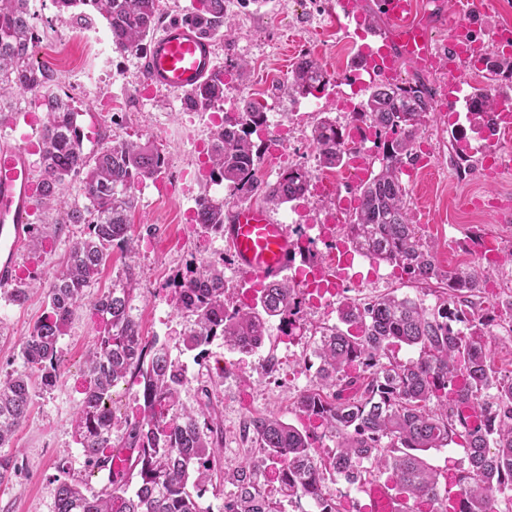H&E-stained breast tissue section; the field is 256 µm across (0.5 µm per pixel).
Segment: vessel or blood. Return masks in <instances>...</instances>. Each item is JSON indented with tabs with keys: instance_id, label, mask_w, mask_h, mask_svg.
I'll use <instances>...</instances> for the list:
<instances>
[{
	"instance_id": "vessel-or-blood-1",
	"label": "vessel or blood",
	"mask_w": 512,
	"mask_h": 512,
	"mask_svg": "<svg viewBox=\"0 0 512 512\" xmlns=\"http://www.w3.org/2000/svg\"><path fill=\"white\" fill-rule=\"evenodd\" d=\"M390 21L387 29L367 30L361 47L364 59L376 60L380 71H368L358 79L365 88L376 74L396 76L402 61L427 70H444V111L454 114L471 110L472 96L459 75L481 54L467 19L475 0H455L454 15L448 24V39L437 46L430 22L418 13V0H382ZM364 18L354 0H336V30L350 34L362 27ZM144 69L149 88L175 93H192L219 73L211 41L202 39L193 27L178 20L168 22L149 44ZM32 149L26 145L0 142V288H8L18 278L16 246L32 222L34 165ZM350 183L361 185L368 179L370 163L361 153H353L345 169ZM238 270L258 282L284 279L296 265L295 239L288 225L278 222L269 211L241 205L231 212L224 227ZM367 512H406L402 498L387 484L374 483L366 489Z\"/></svg>"
}]
</instances>
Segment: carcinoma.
I'll list each match as a JSON object with an SVG mask.
<instances>
[{
	"mask_svg": "<svg viewBox=\"0 0 512 512\" xmlns=\"http://www.w3.org/2000/svg\"><path fill=\"white\" fill-rule=\"evenodd\" d=\"M29 0H0V112H19L26 105L46 112L38 153L41 178L34 206L55 208L53 224L62 231L82 224L64 267L45 285L48 312L19 344L23 370L0 378V447L27 420L33 397L53 390L60 375L62 339L74 313L86 306L100 330L88 354L86 387L74 420L77 443L91 470L112 467L116 448L129 451L119 478L101 491L57 480L56 512H202L199 499L221 478L236 488L224 512H280L265 488L273 472L278 493L311 502L314 512H340L327 495L325 481L339 476L363 482L365 474H388L396 492L427 512H512V375L490 363L483 327L493 318L476 316L471 297L484 288L480 265L462 272H443L411 218L402 169L418 159L416 144L433 95L415 82H381L371 88L362 107L373 128L380 156L378 171L359 191V206L344 225V239L358 253L388 262L409 278L446 281V298L436 309L408 297L376 296L347 302L339 309L343 330L320 331L313 355L319 360L316 384L293 400L295 411L311 427H297L276 414L251 417L245 435L255 443L253 457L234 468H218L224 428L211 412V393L203 388L197 405L180 401L189 379L179 360L159 339H146L133 316L135 258L140 238L132 232L130 214L136 184L161 174L164 155L150 142H115L89 154L75 124V107L49 94L54 74L33 64L36 44ZM59 11L87 20L103 16L112 47L123 55L145 49L159 19L158 0H54ZM227 0H192L182 20L213 40L226 35ZM333 76L306 56L288 72V98L296 100L325 90ZM224 98V79L217 76L186 99L205 110ZM509 101L480 93L473 99L479 123L489 121ZM267 112L252 100L224 119L209 147L210 178L231 195L250 199L257 192L273 206L305 197L312 172L290 168L274 183L262 184L260 156L252 135L266 124ZM346 133L324 117L313 132L321 165L342 167ZM80 180L81 200L54 206L68 179ZM196 216L199 233L220 232L227 220L224 202L206 195ZM124 259L119 283L86 300L112 252ZM176 311L188 323L181 352L204 360L207 347L220 340L229 350L249 356L260 349L268 322L279 320L292 340L300 328L301 301L288 278L265 284L256 303L233 305L225 299L224 263L202 259L187 268L175 284ZM416 346L407 362L389 359L395 345ZM130 380L141 387L142 404L133 415H114L112 388ZM356 386L351 398L344 387ZM496 393L489 399L485 391ZM471 407L479 422L470 427L462 408ZM122 428L119 440L112 427ZM327 436L334 446L319 451ZM462 440L467 466L444 476L424 452ZM20 451L0 455V485L18 475ZM505 504L500 510L499 503Z\"/></svg>",
	"mask_w": 512,
	"mask_h": 512,
	"instance_id": "carcinoma-1",
	"label": "carcinoma"
}]
</instances>
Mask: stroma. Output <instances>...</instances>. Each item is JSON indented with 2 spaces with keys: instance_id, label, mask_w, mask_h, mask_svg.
Wrapping results in <instances>:
<instances>
[{
  "instance_id": "35a3bbf8",
  "label": "stroma",
  "mask_w": 512,
  "mask_h": 512,
  "mask_svg": "<svg viewBox=\"0 0 512 512\" xmlns=\"http://www.w3.org/2000/svg\"><path fill=\"white\" fill-rule=\"evenodd\" d=\"M333 5V0H230L232 32L215 38L214 45L225 72H234L241 62L249 65L245 79L224 86L225 114L238 111L243 98L258 100L268 112V127L252 136L263 151V179L276 180L280 172L300 166L320 172L345 195L350 186L341 170L321 169L312 141V130L322 117L335 118L344 128L354 121L346 105L350 88L344 80L358 63L360 40L337 34ZM30 10L41 41L33 51L34 63L54 73L55 90L69 94L78 111L100 116L101 138L85 142V152H96L105 142L141 139L154 143L166 158L159 183L147 180L136 188L132 230L145 245L137 260L133 313L143 336L165 342L172 357L181 358L190 378L182 400L194 403L201 386L211 391L224 420L221 466H235L249 456L250 444L241 429L250 416L275 413L288 423L305 425V418L294 413L292 401L316 382L318 363L311 358L310 348L320 327L338 325V303L391 292L428 308L438 306L440 285L418 287L400 269L364 258L355 261L348 278L341 280L336 305L306 309L299 337L287 339L274 319L268 324L264 347L252 355L233 353L217 340L208 347L205 365L181 356L184 323L174 308V283L192 262L223 259L229 302L240 301L252 286L232 258L224 257L223 240L198 235L188 216L205 193L223 200L226 210L238 204L228 188L214 185L202 172L203 150L214 128L211 113L189 110L179 94L163 90L147 98L137 94L142 81L140 58L113 51L102 16L79 22L59 12L53 0H30ZM304 55L317 60L336 81L319 96L292 101L285 91L286 80ZM448 128L447 113L428 115L417 152L430 157L432 165L405 169L402 181L412 219L419 224L424 242L432 246L441 270L470 268L475 261L471 246L475 237L495 240L499 260L484 266L485 288L476 301L494 318L491 360L496 369L508 372L512 370V343L507 340L512 334V223L502 222L501 216L512 211V169L489 170L480 159L457 148V141L476 137L473 125L461 127L454 138L449 137ZM81 230V225L74 224L51 236L39 254L20 249L22 276L49 280ZM45 313L43 291L31 292L21 304L0 291V370H22L19 343ZM97 328L95 317L85 308L69 324L59 381L53 391L35 397L29 419L12 442L22 451L23 473L0 487V512H56L55 487L64 477L94 491L107 485V472L89 473L73 426L84 386L83 362ZM270 357L275 360L271 370L266 367Z\"/></svg>"
}]
</instances>
